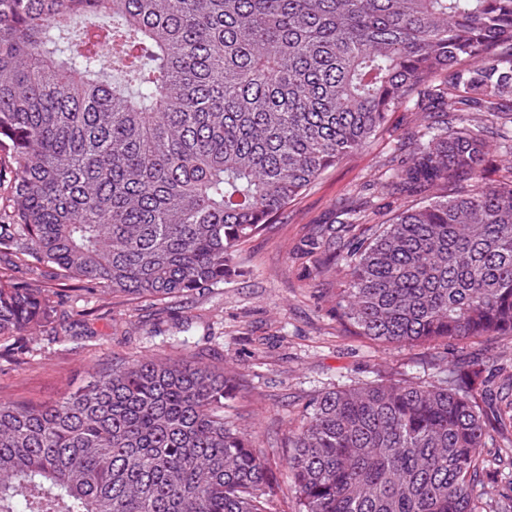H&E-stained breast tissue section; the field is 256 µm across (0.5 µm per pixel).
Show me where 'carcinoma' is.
Wrapping results in <instances>:
<instances>
[{
  "label": "carcinoma",
  "instance_id": "obj_1",
  "mask_svg": "<svg viewBox=\"0 0 512 512\" xmlns=\"http://www.w3.org/2000/svg\"><path fill=\"white\" fill-rule=\"evenodd\" d=\"M408 104L379 176L399 205L341 257L342 314L384 343L512 337V168L487 175L490 144L512 155V0H0V336L61 339V282H224ZM493 367L319 395L288 436L299 512H477L481 449L512 427ZM233 398L222 371L142 358L55 401L0 399V512H274Z\"/></svg>",
  "mask_w": 512,
  "mask_h": 512
}]
</instances>
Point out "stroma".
Masks as SVG:
<instances>
[{"label":"stroma","mask_w":512,"mask_h":512,"mask_svg":"<svg viewBox=\"0 0 512 512\" xmlns=\"http://www.w3.org/2000/svg\"><path fill=\"white\" fill-rule=\"evenodd\" d=\"M409 122V112H393L376 140L340 159L284 215L246 241L238 256L244 275L177 299H105L96 312L72 298L65 306L66 337L32 340L21 366L9 356L14 338L0 337V398L59 399L112 360L154 356L229 370L236 391L224 414L254 431L277 482V512H296L284 441L321 393L390 377L427 379L440 368L488 358L505 366L498 379L506 381L512 373L510 336L488 343L386 344L361 335L336 305L341 273L334 255L344 243L363 238L367 224L336 240L319 239V231L347 205L367 204L368 224L388 220L392 200L374 181ZM494 438L495 447L482 451L474 493L486 512H512V429L497 430Z\"/></svg>","instance_id":"1"}]
</instances>
